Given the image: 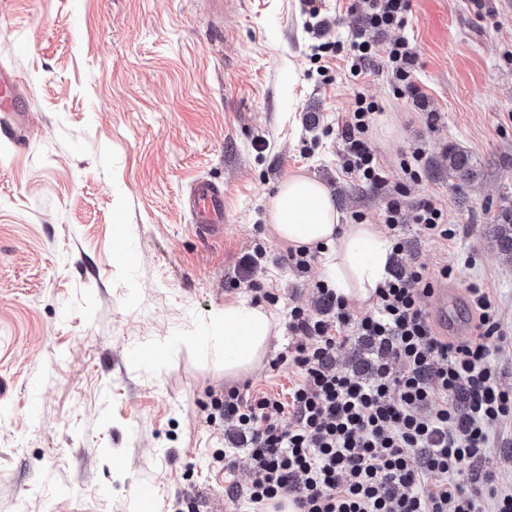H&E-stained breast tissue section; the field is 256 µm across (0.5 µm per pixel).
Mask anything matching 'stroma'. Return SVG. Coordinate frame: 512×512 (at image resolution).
I'll return each mask as SVG.
<instances>
[{"label":"stroma","instance_id":"obj_1","mask_svg":"<svg viewBox=\"0 0 512 512\" xmlns=\"http://www.w3.org/2000/svg\"><path fill=\"white\" fill-rule=\"evenodd\" d=\"M351 0H0V69L25 90L23 130L0 111V512H235L225 489L247 483L245 457L224 472L216 397L286 394L294 374L270 364L288 310L311 303L308 277L268 220L282 180L328 190L342 223H376L380 195L338 166L354 92L378 102L371 144L398 172L425 151L408 202L434 198L458 225L453 247L403 228L405 253L452 264L448 318L468 319L466 288L494 294L509 337L495 356L512 389V262L494 238L512 203V0H410L423 101L397 94L373 62L353 80L343 61L316 75L317 40L359 34ZM481 169L449 180L442 153ZM200 179L224 188V236L198 237L183 198ZM259 279L276 294L261 363L224 373L215 316L254 305L238 282L256 243Z\"/></svg>","mask_w":512,"mask_h":512}]
</instances>
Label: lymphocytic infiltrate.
Wrapping results in <instances>:
<instances>
[{
    "label": "lymphocytic infiltrate",
    "instance_id": "1",
    "mask_svg": "<svg viewBox=\"0 0 512 512\" xmlns=\"http://www.w3.org/2000/svg\"><path fill=\"white\" fill-rule=\"evenodd\" d=\"M368 28L393 32L387 45L354 35L313 46L319 76L329 60L346 61L353 78L384 57L397 89L412 98L417 53L404 35L409 0H353ZM380 107L355 93L341 130L342 173L383 197L378 221L387 228L396 261L388 279L355 311L327 281L313 283L312 308L288 312L290 340L271 363L296 370L287 397L226 389L224 468L247 456V484L231 482L228 497L242 512H264L289 500L296 512H512V492L498 489L487 448L490 429L512 423V391L499 384L494 355L506 336L489 289H467L471 332L443 335L421 305L454 268L430 271L402 260L404 225L442 245L458 235L444 206L432 198L406 207L408 183L424 166L421 147H410L399 174L386 172L368 142ZM361 347L354 366L338 364V351Z\"/></svg>",
    "mask_w": 512,
    "mask_h": 512
}]
</instances>
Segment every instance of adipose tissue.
<instances>
[{"label":"adipose tissue","instance_id":"1","mask_svg":"<svg viewBox=\"0 0 512 512\" xmlns=\"http://www.w3.org/2000/svg\"><path fill=\"white\" fill-rule=\"evenodd\" d=\"M268 218L278 237L299 247H321L326 279L337 292L367 301L387 276L391 243L376 224H344L325 186L293 175L281 183ZM224 372L253 369L272 334L273 316L262 306L228 305L219 317Z\"/></svg>","mask_w":512,"mask_h":512}]
</instances>
